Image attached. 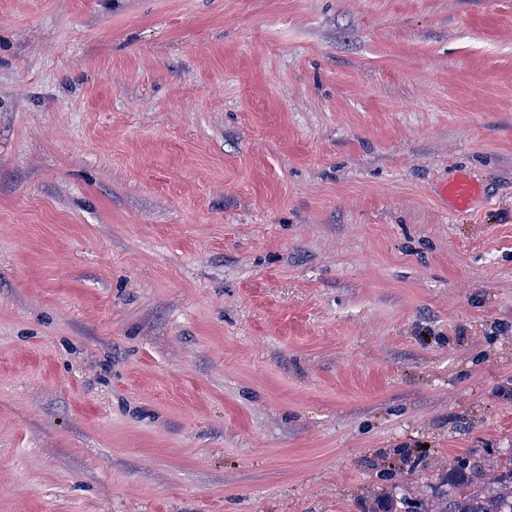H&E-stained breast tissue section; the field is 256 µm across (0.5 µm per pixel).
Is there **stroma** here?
Instances as JSON below:
<instances>
[{
    "label": "stroma",
    "mask_w": 512,
    "mask_h": 512,
    "mask_svg": "<svg viewBox=\"0 0 512 512\" xmlns=\"http://www.w3.org/2000/svg\"><path fill=\"white\" fill-rule=\"evenodd\" d=\"M511 456L512 0H0V512H402ZM482 188L474 180L461 175L449 184L441 187L440 195L456 213H464L471 209L474 201L481 196Z\"/></svg>",
    "instance_id": "35a3bbf8"
}]
</instances>
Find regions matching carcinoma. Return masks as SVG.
<instances>
[{
	"label": "carcinoma",
	"mask_w": 512,
	"mask_h": 512,
	"mask_svg": "<svg viewBox=\"0 0 512 512\" xmlns=\"http://www.w3.org/2000/svg\"><path fill=\"white\" fill-rule=\"evenodd\" d=\"M505 471L474 490L466 486L448 487V505L441 512H512V456L504 461Z\"/></svg>",
	"instance_id": "obj_1"
}]
</instances>
